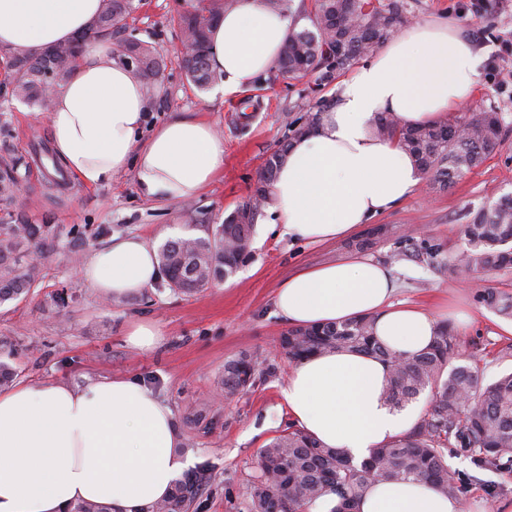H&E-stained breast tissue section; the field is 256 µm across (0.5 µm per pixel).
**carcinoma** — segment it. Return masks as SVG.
<instances>
[{
	"label": "carcinoma",
	"mask_w": 512,
	"mask_h": 512,
	"mask_svg": "<svg viewBox=\"0 0 512 512\" xmlns=\"http://www.w3.org/2000/svg\"><path fill=\"white\" fill-rule=\"evenodd\" d=\"M312 28L289 27L280 54L259 83L313 75L323 82L373 55L399 31L408 13L407 0H311ZM236 0H184L177 23L190 35L182 58L186 77L200 91L221 80L210 67L214 25L233 9ZM135 9L134 0H103L99 13L78 40L43 49L8 52L5 61L17 95L48 107L42 84L64 83L79 64L88 42L111 38ZM118 58L142 81L147 96L166 79V64L149 43L122 39ZM317 115L290 123V135L264 159L253 194L216 225L207 237L166 242L159 261L169 288L181 293L199 291L231 276L251 256L254 224L272 201L271 188L293 140L306 134ZM375 133L394 138L414 159L434 189L445 190L466 172L485 163L499 149L502 126L498 113L480 106L445 123L400 127L378 116ZM19 163L0 164V201H9L17 183ZM52 224H0V304L25 297L40 275L29 246L53 243ZM467 246L448 256L441 268L455 275H487L512 268V195L470 213L465 225ZM487 309L512 319V293L494 286L479 291ZM375 318L360 317L343 324L291 327L281 334L279 347L295 362L333 350L369 354L389 369L386 401L402 407L430 393V408L412 430L402 433L359 465L334 448H325L301 429L290 425L261 452L248 488L249 512H305V506L327 492L338 494L347 508L378 476L422 479L441 492L459 497L460 487L448 470V444L473 455L484 469L512 473V372L487 383L476 366L451 365L458 336L443 324L433 344L411 358H401L374 336ZM258 358L242 355L224 365V396L250 388ZM209 480L201 469L177 482L169 497L144 512H186Z\"/></svg>",
	"instance_id": "1"
}]
</instances>
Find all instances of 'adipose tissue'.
Listing matches in <instances>:
<instances>
[{"label":"adipose tissue","instance_id":"obj_1","mask_svg":"<svg viewBox=\"0 0 512 512\" xmlns=\"http://www.w3.org/2000/svg\"><path fill=\"white\" fill-rule=\"evenodd\" d=\"M100 4L0 0V47L45 48L76 38ZM289 27L265 0H237L212 31L210 64L223 76L214 95L237 93L266 75ZM480 62L453 20L400 29L293 141L272 187L269 229L311 244L346 239L412 195L420 172L395 140L373 135L378 114L402 126L447 120L474 97ZM147 110L142 82L111 41H95L53 93L46 124L55 158L88 187L132 170L145 197H197L224 168L223 136L213 124L174 114L141 140ZM78 272L115 301L161 278L156 245L138 235L92 250ZM396 291L391 268L359 251L298 270L278 287L274 306L294 326L374 316L379 343L404 356L426 350L443 322L459 330L469 323L462 312L396 300ZM387 377V366L371 356L331 351L293 364L281 395L296 426L359 462L416 422L413 412L386 402ZM179 442L170 405L128 377L0 390V512H68L80 501L141 512L164 500L191 466ZM353 512H460V504L430 484L382 477Z\"/></svg>","mask_w":512,"mask_h":512}]
</instances>
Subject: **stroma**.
I'll return each mask as SVG.
<instances>
[{"label": "stroma", "mask_w": 512, "mask_h": 512, "mask_svg": "<svg viewBox=\"0 0 512 512\" xmlns=\"http://www.w3.org/2000/svg\"><path fill=\"white\" fill-rule=\"evenodd\" d=\"M455 2L408 0V20L452 16L487 59L498 51L499 40L512 39V0H496L492 11L480 15L456 8ZM177 10L176 0H141L121 35L152 43L167 65L163 87L148 107L147 126L180 112L214 124L224 136V169L194 199L145 198L131 172L87 187L51 164L35 162L34 154L51 145L46 113L15 97L0 71V157L21 163L11 202L0 203V223L18 219L58 229L52 251L39 259L40 278L30 295L0 305V360L19 382L82 385L113 375L139 378L172 407L181 451L193 456V469L204 467L211 474L198 506L189 512H247L259 453L290 423L280 389L291 364L278 347L288 323L275 312V292L299 268L356 251L355 240L302 244L258 232L249 261L222 282L187 295L160 280L118 302L99 297L81 279L77 262L116 235L136 234L160 245L206 236L208 227L222 223L252 195L263 160L277 148L289 122L307 117L316 103H334L340 78L320 83L309 76L211 97L198 91L181 67V33L173 21ZM476 85L474 104L501 118L499 151L448 189L419 183L401 205L380 216L391 233L370 253L391 266L396 300L431 311L445 304L469 312L472 325L459 337V352L491 380L512 371V357L500 355L512 346V335L502 332V317L480 304L476 294L486 286L512 292V269L463 282L429 265L416 237L417 228L426 227L429 238L453 253L465 242L467 212L512 195V85L500 84L483 66ZM63 291L66 304H56ZM143 320L162 329L159 348L142 351L128 343L129 324ZM243 354L260 362L256 381L246 392L225 398L224 365ZM447 459L465 512H512V474L479 468L457 448L449 449Z\"/></svg>", "instance_id": "stroma-1"}]
</instances>
